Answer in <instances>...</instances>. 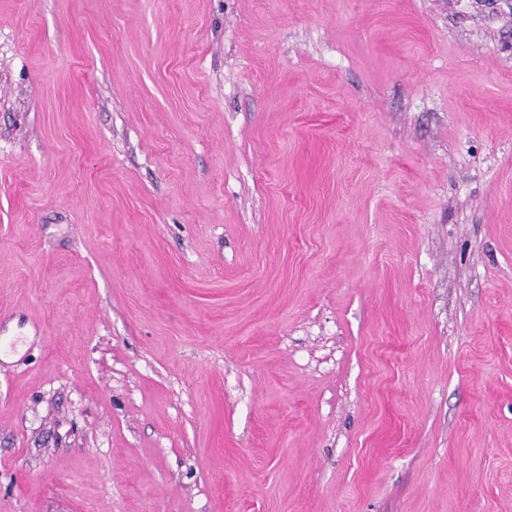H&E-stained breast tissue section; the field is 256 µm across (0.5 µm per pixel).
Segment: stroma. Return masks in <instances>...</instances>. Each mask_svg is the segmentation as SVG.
<instances>
[{"label":"stroma","mask_w":512,"mask_h":512,"mask_svg":"<svg viewBox=\"0 0 512 512\" xmlns=\"http://www.w3.org/2000/svg\"><path fill=\"white\" fill-rule=\"evenodd\" d=\"M0 512H512V0H0Z\"/></svg>","instance_id":"stroma-1"}]
</instances>
